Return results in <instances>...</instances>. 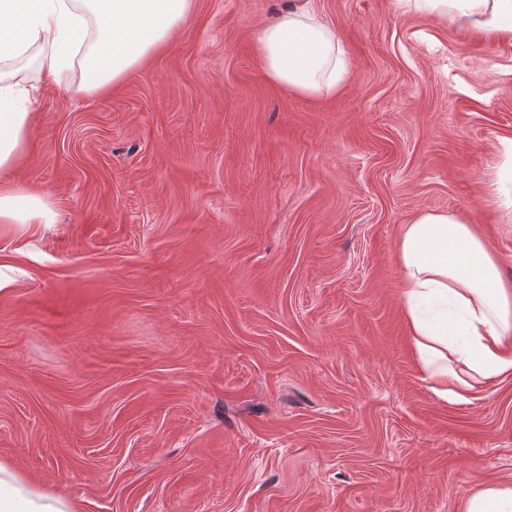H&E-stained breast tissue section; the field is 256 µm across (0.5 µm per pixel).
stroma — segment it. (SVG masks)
I'll list each match as a JSON object with an SVG mask.
<instances>
[{"label": "stroma", "mask_w": 512, "mask_h": 512, "mask_svg": "<svg viewBox=\"0 0 512 512\" xmlns=\"http://www.w3.org/2000/svg\"><path fill=\"white\" fill-rule=\"evenodd\" d=\"M336 94L273 84L275 0H194L115 89L65 69L12 177L56 213L0 230V460L82 512H458L512 482V377L435 397L396 240L421 210L493 243L512 43L407 0H315Z\"/></svg>", "instance_id": "obj_1"}]
</instances>
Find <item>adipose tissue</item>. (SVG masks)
<instances>
[{"label": "adipose tissue", "mask_w": 512, "mask_h": 512, "mask_svg": "<svg viewBox=\"0 0 512 512\" xmlns=\"http://www.w3.org/2000/svg\"><path fill=\"white\" fill-rule=\"evenodd\" d=\"M194 0H0V225L50 224L54 211L32 187L8 181L30 147L33 105L56 73L78 63L80 90L119 85L168 45ZM417 10L460 21L484 39L512 40V0H415ZM40 77L14 68L32 47ZM268 79L319 98L335 93L351 67L335 29L314 0H279L256 37ZM397 261L412 349L430 390L468 400L491 381L512 377V280L495 251L458 214L421 211L400 228ZM0 512H79V504L0 461ZM460 512H512V484L467 493Z\"/></svg>", "instance_id": "ef3b65f1"}]
</instances>
